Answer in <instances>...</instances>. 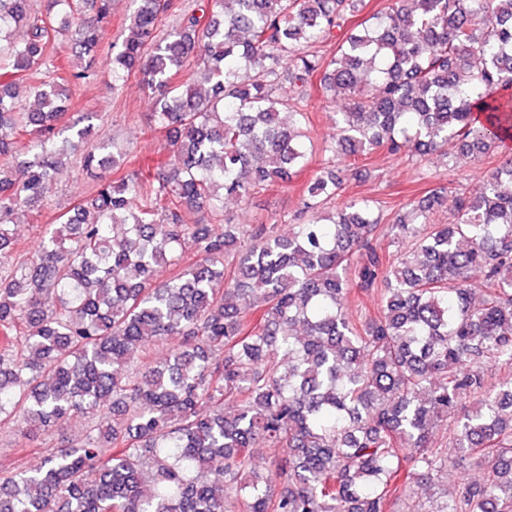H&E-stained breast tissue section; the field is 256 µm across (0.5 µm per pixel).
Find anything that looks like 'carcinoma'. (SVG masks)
Wrapping results in <instances>:
<instances>
[{"mask_svg":"<svg viewBox=\"0 0 512 512\" xmlns=\"http://www.w3.org/2000/svg\"><path fill=\"white\" fill-rule=\"evenodd\" d=\"M358 2L139 0L112 82L140 76L173 158L101 184L28 254L12 216L95 134L85 113L55 140L68 88L90 77L55 45L75 18V53L97 50L111 0H0V423L110 411L38 468L0 475V512H425L419 494L448 469L440 426L485 476L444 490L435 512H512V380L484 370L512 371V155L453 197L455 224L431 223L441 183L390 224L367 199L323 215L368 150L451 161L512 139V0H394L326 59L316 44ZM315 77L344 100L330 152L345 164L308 185L299 223H190L308 164ZM118 165L103 137L82 157L86 171ZM386 233L402 249L382 251ZM160 265L176 272L159 282ZM167 339L176 348L151 363Z\"/></svg>","mask_w":512,"mask_h":512,"instance_id":"cac0c4a2","label":"carcinoma"}]
</instances>
